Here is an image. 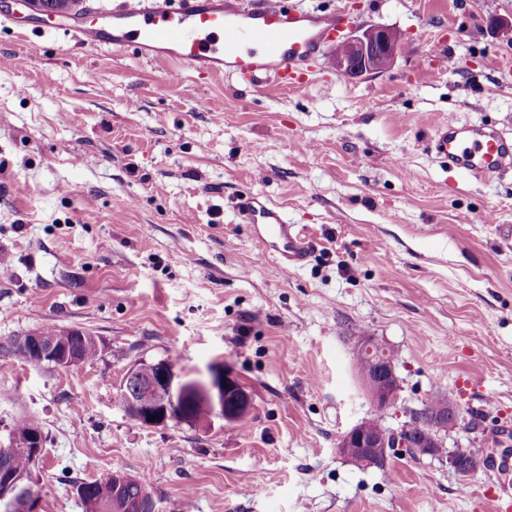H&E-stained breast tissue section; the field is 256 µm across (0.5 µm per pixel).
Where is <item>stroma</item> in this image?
I'll return each instance as SVG.
<instances>
[{"instance_id":"1","label":"stroma","mask_w":512,"mask_h":512,"mask_svg":"<svg viewBox=\"0 0 512 512\" xmlns=\"http://www.w3.org/2000/svg\"><path fill=\"white\" fill-rule=\"evenodd\" d=\"M401 33L391 69L283 90L36 29L0 11V438L21 414L47 437L39 512H85L78 483L146 475L158 512H512V473L487 490L446 459L336 452L358 422L398 430L436 396L460 412L447 451L512 449V174L473 181L430 140L447 117L512 133V0H293ZM280 204L318 239L307 264L258 263L233 198ZM98 336L101 357L36 366L10 339ZM397 353L378 411L354 349ZM183 379L217 365L252 397L228 424L147 428L118 387L140 360Z\"/></svg>"}]
</instances>
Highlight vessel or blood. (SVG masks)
Here are the masks:
<instances>
[{
  "label": "vessel or blood",
  "instance_id": "obj_1",
  "mask_svg": "<svg viewBox=\"0 0 512 512\" xmlns=\"http://www.w3.org/2000/svg\"><path fill=\"white\" fill-rule=\"evenodd\" d=\"M350 23L345 12L301 11L288 0H115L108 20L79 23L72 33L87 47L132 49L143 60L177 69L292 88L308 82L310 62L328 59ZM430 149L472 180L512 172V137L488 124L445 120ZM234 211L240 223L252 225L260 257L273 272L303 264L316 246L260 195H240Z\"/></svg>",
  "mask_w": 512,
  "mask_h": 512
}]
</instances>
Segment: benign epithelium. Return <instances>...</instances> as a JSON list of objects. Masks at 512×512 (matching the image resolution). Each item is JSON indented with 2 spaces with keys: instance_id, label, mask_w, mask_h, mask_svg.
I'll list each match as a JSON object with an SVG mask.
<instances>
[{
  "instance_id": "benign-epithelium-1",
  "label": "benign epithelium",
  "mask_w": 512,
  "mask_h": 512,
  "mask_svg": "<svg viewBox=\"0 0 512 512\" xmlns=\"http://www.w3.org/2000/svg\"><path fill=\"white\" fill-rule=\"evenodd\" d=\"M402 36L382 25H370L366 28L353 27L342 38L345 50L334 58V69L342 77L354 79L372 73H380L390 68L400 51ZM17 345L28 347L41 357L38 365L54 368L69 367L75 364L69 349L44 344L40 332L34 331L15 337ZM373 372L365 377V389L380 411L393 406L399 399V381L393 360L377 357L371 360ZM119 399L132 406L138 413L137 423L150 428L166 427L180 420L197 422V410H206L205 419L219 418L234 423L246 417L252 406L247 390L229 375L214 373L213 380L179 381L175 365L167 360L156 363L153 376H142L139 365L129 366L119 386ZM156 420L150 421L148 417ZM412 425L399 431L384 426L372 434L360 422L346 431L336 443V452L344 456L351 448H361L369 459L387 458L392 448H410L413 426L420 424L418 412L411 414ZM458 414L454 405H448L447 412L433 417L429 421L434 443L443 447L442 433L454 426ZM41 427L34 425L28 441H13V447L30 451L32 464L40 462L43 448L40 444ZM450 467L460 473H471V465L465 452L459 449L448 455ZM23 477L15 473H0V502L6 505L8 512H38V501L33 496L20 500L12 497L13 486L22 483Z\"/></svg>"
}]
</instances>
